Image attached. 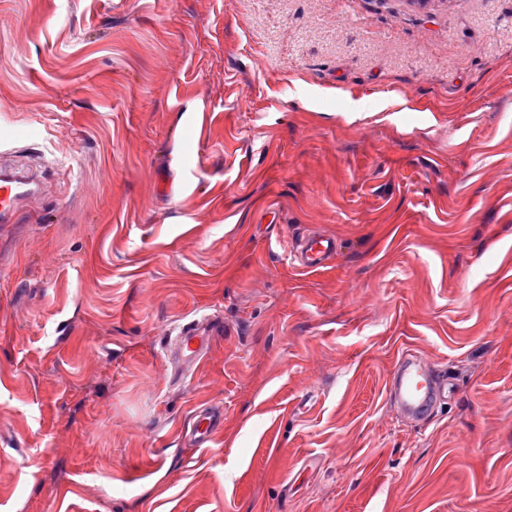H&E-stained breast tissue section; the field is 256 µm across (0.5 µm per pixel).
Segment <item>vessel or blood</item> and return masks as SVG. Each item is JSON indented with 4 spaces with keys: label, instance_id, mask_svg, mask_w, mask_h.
<instances>
[{
    "label": "vessel or blood",
    "instance_id": "vessel-or-blood-1",
    "mask_svg": "<svg viewBox=\"0 0 512 512\" xmlns=\"http://www.w3.org/2000/svg\"><path fill=\"white\" fill-rule=\"evenodd\" d=\"M40 184L34 172L12 166L0 167V223H16L28 199L37 195ZM339 251L336 238L312 233L296 248L294 257L299 266L316 271L327 267ZM221 325L220 319L204 314L181 325L175 336L176 355L186 362L201 361L209 338ZM392 382L401 414L408 420H426L434 408L443 402L447 381L435 375L428 362L414 353L402 355L394 365Z\"/></svg>",
    "mask_w": 512,
    "mask_h": 512
}]
</instances>
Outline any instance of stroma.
<instances>
[{"label":"stroma","instance_id":"35a3bbf8","mask_svg":"<svg viewBox=\"0 0 512 512\" xmlns=\"http://www.w3.org/2000/svg\"><path fill=\"white\" fill-rule=\"evenodd\" d=\"M0 151V512H512V0H0ZM40 184L34 172L2 165L0 168V223L16 224L25 202L37 195ZM339 251L336 238L312 233L305 242L294 251L298 265L309 271L327 267ZM221 324L217 316L202 314L179 326L175 336L177 358L185 362H200L206 354L210 336ZM392 382L401 414L414 422L426 420L448 391L447 380H440L416 353H406L397 360Z\"/></svg>","mask_w":512,"mask_h":512}]
</instances>
